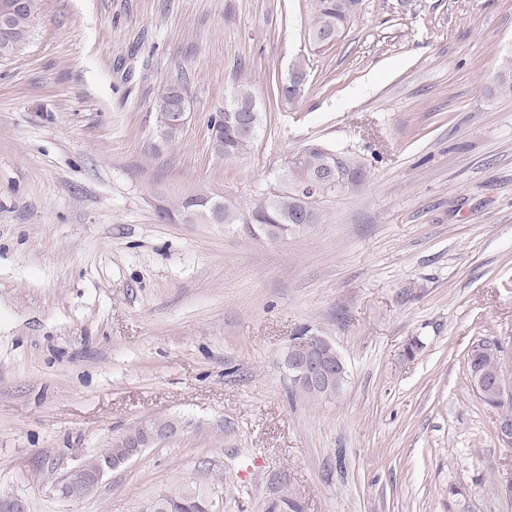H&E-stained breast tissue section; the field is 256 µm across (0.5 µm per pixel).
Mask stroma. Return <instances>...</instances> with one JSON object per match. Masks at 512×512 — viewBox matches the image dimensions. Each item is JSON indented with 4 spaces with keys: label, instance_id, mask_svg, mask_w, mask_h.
Here are the masks:
<instances>
[{
    "label": "stroma",
    "instance_id": "1",
    "mask_svg": "<svg viewBox=\"0 0 512 512\" xmlns=\"http://www.w3.org/2000/svg\"><path fill=\"white\" fill-rule=\"evenodd\" d=\"M311 0H43L0 62V493L25 512H140L221 484L220 512H512V447L467 378L480 340L512 377V0H364L327 49ZM307 62L303 96L227 160L208 121L240 83ZM187 89L159 142L153 103ZM367 176L270 245L172 223L207 193L246 211L309 141ZM342 356L337 394H294L302 331ZM419 342L414 357L404 351ZM176 439L79 502L53 485L140 421ZM492 83L494 94L502 98H512V52L502 57ZM187 103L186 89L180 83L166 84L157 93L154 101V108L157 114V126L165 131L164 136L168 141L174 139L180 133V129L168 125L167 120L169 114L174 112L179 104L183 105L185 112L175 113L176 122L181 125L183 130L188 120V113H186Z\"/></svg>",
    "mask_w": 512,
    "mask_h": 512
}]
</instances>
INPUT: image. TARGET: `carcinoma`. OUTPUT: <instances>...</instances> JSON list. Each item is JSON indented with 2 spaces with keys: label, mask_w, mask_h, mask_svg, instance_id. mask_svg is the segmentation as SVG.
Here are the masks:
<instances>
[{
  "label": "carcinoma",
  "mask_w": 512,
  "mask_h": 512,
  "mask_svg": "<svg viewBox=\"0 0 512 512\" xmlns=\"http://www.w3.org/2000/svg\"><path fill=\"white\" fill-rule=\"evenodd\" d=\"M9 7V30L0 33V61H8L29 46L34 36L36 21L41 10V0H0V12L3 5ZM363 0H314L315 21L311 29V40L319 48L333 45L347 30L349 24L362 10ZM492 92L502 98H512V52L502 57L498 71L493 77ZM302 93L290 88L288 80L272 78L270 103H292ZM187 92L180 83L166 84L157 93L154 108L157 114V126L164 130L168 140L174 139L180 129L168 125L169 114L180 104L187 105ZM248 104L253 111L262 112L247 86H238L230 103L224 111L232 112L238 104ZM218 130L215 150L224 152L226 159H239L249 154L254 146L257 135H240L233 127L221 121V113H216L209 122V130ZM341 160L338 165L343 173L364 179V163L349 151H340ZM334 161L328 154V148L318 142H310L288 156L280 175L288 181V189H279L278 194L266 206H255L242 212L233 204L224 202L216 212L219 224H248V231L254 238L262 239L271 244L281 242L277 232L283 227L295 225L293 218L307 206L313 214V223L317 224L321 216V204L325 198L320 196L306 203L295 196V189L311 181L317 174L321 164ZM213 201L208 194H196L183 199L172 212L166 208L161 210L160 217L172 221L205 208V203ZM122 454L119 443L86 460L84 466L95 470L104 461H114ZM219 491L211 487L197 484L185 485L175 489H164L143 505L141 512H220Z\"/></svg>",
  "instance_id": "carcinoma-1"
}]
</instances>
